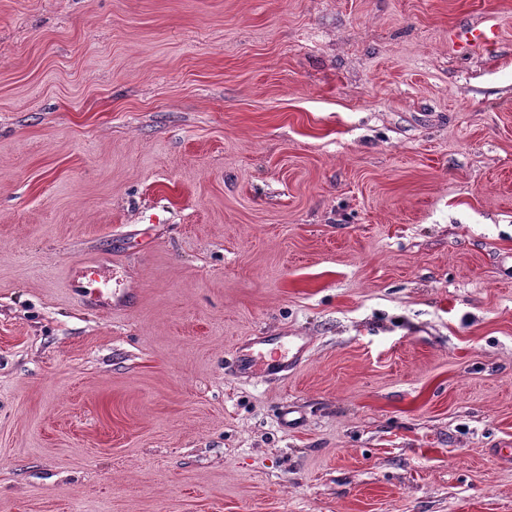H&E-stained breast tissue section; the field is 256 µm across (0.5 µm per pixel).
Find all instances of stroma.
I'll return each instance as SVG.
<instances>
[{"label":"stroma","mask_w":512,"mask_h":512,"mask_svg":"<svg viewBox=\"0 0 512 512\" xmlns=\"http://www.w3.org/2000/svg\"><path fill=\"white\" fill-rule=\"evenodd\" d=\"M502 448L512 0H0V512H512ZM261 344L253 345L249 348H239L236 351L237 370L242 374H249L257 365H263L267 373H279L287 371L291 365L288 361H281L270 356L266 359L264 353L257 349Z\"/></svg>","instance_id":"35a3bbf8"}]
</instances>
